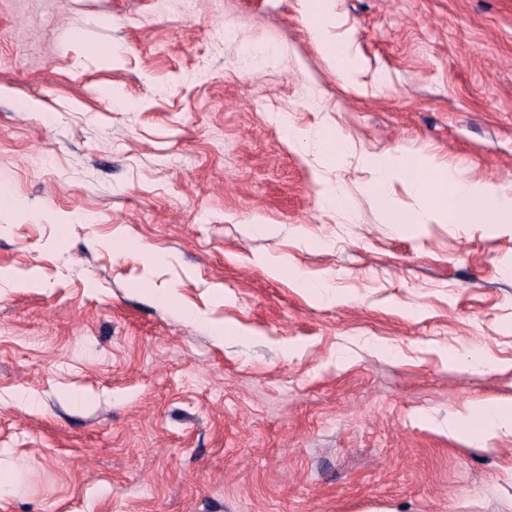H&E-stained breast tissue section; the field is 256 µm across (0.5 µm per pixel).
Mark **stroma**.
I'll use <instances>...</instances> for the list:
<instances>
[{"label": "stroma", "mask_w": 512, "mask_h": 512, "mask_svg": "<svg viewBox=\"0 0 512 512\" xmlns=\"http://www.w3.org/2000/svg\"><path fill=\"white\" fill-rule=\"evenodd\" d=\"M0 0V512H512V0ZM345 196L332 207L328 189ZM332 0H302L301 15L304 28L315 39L318 47L336 64V73L350 87L357 84L356 70L350 67V51L340 43L329 41L325 26L332 14ZM364 162L373 168L379 184L398 179L433 202L432 216L443 223H473L480 215L477 204L495 195V189L486 183L455 181L448 169L430 155L411 160L394 152L369 156ZM473 421L478 424V430H473L469 426V423ZM461 422L469 426L465 431L468 438L476 437L488 440L495 436L500 427L510 426L512 428V405L504 407L499 403L479 404L472 407ZM461 422L456 424L457 429Z\"/></svg>", "instance_id": "obj_1"}]
</instances>
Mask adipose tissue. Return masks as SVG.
Segmentation results:
<instances>
[{
    "label": "adipose tissue",
    "mask_w": 512,
    "mask_h": 512,
    "mask_svg": "<svg viewBox=\"0 0 512 512\" xmlns=\"http://www.w3.org/2000/svg\"><path fill=\"white\" fill-rule=\"evenodd\" d=\"M332 8V0H301L303 26L318 47L335 62L341 81L352 87L356 84V71L350 66L348 48L329 41L324 34ZM365 162L373 168L378 182L400 180L425 200L431 201L433 218L444 222L473 223L480 214L481 203L495 194L492 186L482 182L455 181L447 168L429 155L412 160L394 152L366 157ZM465 420L470 424L465 431L467 437L488 440L499 428L512 427V405L479 404L469 410Z\"/></svg>",
    "instance_id": "adipose-tissue-1"
}]
</instances>
